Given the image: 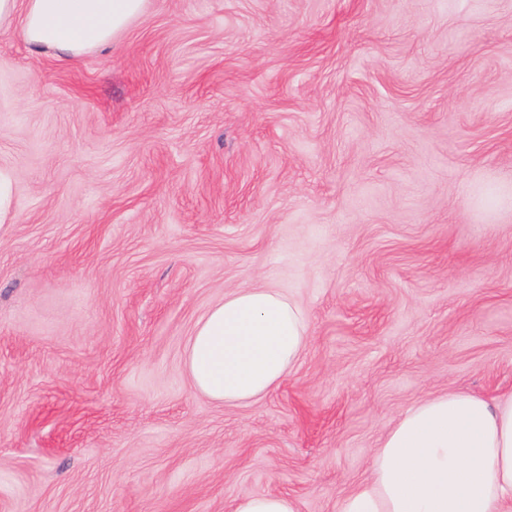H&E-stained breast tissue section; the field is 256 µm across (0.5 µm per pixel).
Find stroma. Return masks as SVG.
<instances>
[{
  "label": "stroma",
  "mask_w": 512,
  "mask_h": 512,
  "mask_svg": "<svg viewBox=\"0 0 512 512\" xmlns=\"http://www.w3.org/2000/svg\"><path fill=\"white\" fill-rule=\"evenodd\" d=\"M0 512H339L432 394H512V0H148L107 48L0 25ZM304 310L198 393L207 309ZM307 340V318L295 301L269 288H240L199 319L185 366L206 398L246 405L288 377ZM233 512H299L294 498L279 493L250 495L237 500Z\"/></svg>",
  "instance_id": "obj_1"
}]
</instances>
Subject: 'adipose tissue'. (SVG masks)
Returning a JSON list of instances; mask_svg holds the SVG:
<instances>
[{
    "mask_svg": "<svg viewBox=\"0 0 512 512\" xmlns=\"http://www.w3.org/2000/svg\"><path fill=\"white\" fill-rule=\"evenodd\" d=\"M145 0H0V24L20 19L37 50L80 56L109 45ZM308 340L307 318L269 288H241L199 319L185 355L199 393L249 404L291 373ZM340 512H512V396L451 390L407 409L370 458L368 478Z\"/></svg>",
    "mask_w": 512,
    "mask_h": 512,
    "instance_id": "ef3b65f1",
    "label": "adipose tissue"
}]
</instances>
